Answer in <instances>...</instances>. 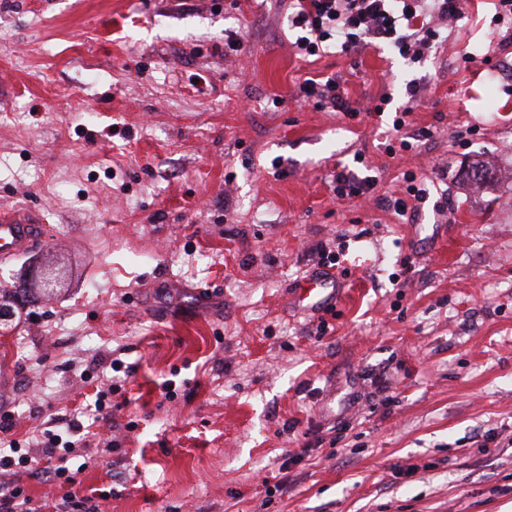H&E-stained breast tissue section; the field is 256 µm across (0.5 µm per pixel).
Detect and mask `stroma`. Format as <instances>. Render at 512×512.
Wrapping results in <instances>:
<instances>
[{"instance_id": "1", "label": "stroma", "mask_w": 512, "mask_h": 512, "mask_svg": "<svg viewBox=\"0 0 512 512\" xmlns=\"http://www.w3.org/2000/svg\"><path fill=\"white\" fill-rule=\"evenodd\" d=\"M297 35L275 0H0V207L43 219L0 289L35 257L66 270L0 327V438L35 449L64 417L99 443L71 485L36 459L0 475L32 512L73 490L98 512H512V81L486 84L512 24L467 0L416 64L310 61ZM331 75L354 114L299 98ZM414 79L430 137L391 155ZM340 166L429 196L412 220L337 199ZM321 245L344 293L302 313Z\"/></svg>"}]
</instances>
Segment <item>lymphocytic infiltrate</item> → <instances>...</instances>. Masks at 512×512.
Segmentation results:
<instances>
[{
	"mask_svg": "<svg viewBox=\"0 0 512 512\" xmlns=\"http://www.w3.org/2000/svg\"><path fill=\"white\" fill-rule=\"evenodd\" d=\"M287 17L301 29L295 47L303 57H318L331 46L355 51L388 45L410 63L427 57L439 36L438 24L462 13V0H288ZM73 441L46 431L42 456L48 480L68 476Z\"/></svg>",
	"mask_w": 512,
	"mask_h": 512,
	"instance_id": "lymphocytic-infiltrate-1",
	"label": "lymphocytic infiltrate"
}]
</instances>
